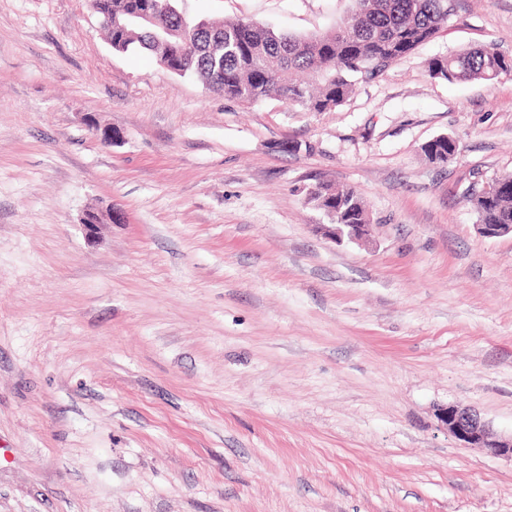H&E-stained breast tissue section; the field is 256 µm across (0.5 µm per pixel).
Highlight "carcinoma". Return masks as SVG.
I'll use <instances>...</instances> for the list:
<instances>
[{"mask_svg":"<svg viewBox=\"0 0 512 512\" xmlns=\"http://www.w3.org/2000/svg\"><path fill=\"white\" fill-rule=\"evenodd\" d=\"M354 8L329 35H294L257 22L214 23L189 18L178 0H93L95 13L108 16L112 50L138 49L159 64L174 52L189 59L182 75L224 94L228 100L256 102L278 97L311 112H329L351 94L356 78L373 76L431 41L448 22L452 0H354ZM153 5L158 24L133 16ZM512 71V57L495 47H463L432 62L436 78L493 81ZM422 151L444 164L458 151L449 135L428 141ZM311 201L336 214L338 224H367L363 201L353 191L323 182ZM479 224H512V193H474L468 199Z\"/></svg>","mask_w":512,"mask_h":512,"instance_id":"obj_1","label":"carcinoma"}]
</instances>
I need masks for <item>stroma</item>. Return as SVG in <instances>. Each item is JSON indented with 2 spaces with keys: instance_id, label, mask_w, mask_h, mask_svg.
<instances>
[{
  "instance_id": "1",
  "label": "stroma",
  "mask_w": 512,
  "mask_h": 512,
  "mask_svg": "<svg viewBox=\"0 0 512 512\" xmlns=\"http://www.w3.org/2000/svg\"><path fill=\"white\" fill-rule=\"evenodd\" d=\"M351 7L186 2L301 35ZM467 45L512 55V0L310 112L113 52L89 0H0V512H512V461L437 416L512 435V236L467 201L512 173V72L431 76ZM320 181L368 242L324 234ZM422 151L431 163L446 164L458 151V143L449 135H440L428 141ZM318 185L307 188L306 199L311 192L317 190ZM320 190L311 194V201L322 211L336 212V224H323L326 226L331 239L343 243L362 242L371 234L372 224L364 207L363 201L353 191H339L332 184L322 182ZM440 421L448 433L465 445L484 448L490 455L512 461V435L508 438L492 437L487 424L476 411L451 404L441 408Z\"/></svg>"
}]
</instances>
